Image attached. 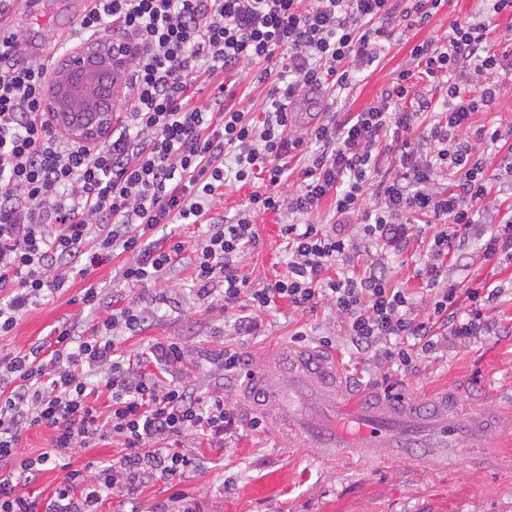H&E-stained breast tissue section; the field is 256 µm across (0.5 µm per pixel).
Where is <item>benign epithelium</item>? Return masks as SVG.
Instances as JSON below:
<instances>
[{"mask_svg": "<svg viewBox=\"0 0 512 512\" xmlns=\"http://www.w3.org/2000/svg\"><path fill=\"white\" fill-rule=\"evenodd\" d=\"M128 71V48L112 41H86L56 71L46 108L56 129L72 141L93 146L112 126L118 106L112 80Z\"/></svg>", "mask_w": 512, "mask_h": 512, "instance_id": "benign-epithelium-1", "label": "benign epithelium"}]
</instances>
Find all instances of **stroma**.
Here are the masks:
<instances>
[{
  "mask_svg": "<svg viewBox=\"0 0 512 512\" xmlns=\"http://www.w3.org/2000/svg\"><path fill=\"white\" fill-rule=\"evenodd\" d=\"M77 0H44L41 12L13 17L11 24L32 46L63 29L76 27ZM488 23V46L500 60L487 80L496 87L489 110L479 112L478 123L512 129V14H497L490 0H442L430 21L409 33L393 29L383 41L378 57L353 78L340 108L358 112L373 106L382 91L408 68L410 52L421 42L444 38L450 23L458 18ZM283 215L262 213L255 219L257 245L247 247L240 269L251 287L260 288L286 270L288 253L280 232ZM424 245L412 239L408 250L386 253L393 281L413 292L419 316L428 312L430 292L417 271ZM117 262L95 269L88 280H76L60 294L42 301L20 317L7 336H0V353L26 349L45 340L63 318L80 315L92 319L77 300L86 281L101 283L107 292L136 299L154 309L141 331L125 335L121 348L147 371L155 370L150 352L153 344L179 341L184 358L173 369L175 379L199 392L223 394L234 404L239 379H228L213 358L230 344L258 363L272 347L291 342L296 331L307 334V345L319 346L321 338L333 345L328 352L357 390L379 395L386 385L410 400H423L450 389L456 391L460 413L491 407L512 417V265L475 260L466 269L454 271L459 287L481 282L505 287L502 298L488 307L486 317L494 330L466 345L442 344L418 356L410 368H397L358 352L350 343L344 324L327 301L313 309L297 311L285 301L258 317L252 333L240 332L234 312L225 310L220 295L203 296L192 282V268L180 263L147 286H132L115 271ZM178 448L194 460L181 481L146 483L135 496L103 497L96 512H166L175 492H183L197 512H512V436L485 449L479 463L449 456L447 468H417L404 460L386 466L373 463L314 459L307 450L281 448L276 432L268 425L242 426L226 441L225 449L210 447L205 437L186 434Z\"/></svg>",
  "mask_w": 512,
  "mask_h": 512,
  "instance_id": "35a3bbf8",
  "label": "stroma"
}]
</instances>
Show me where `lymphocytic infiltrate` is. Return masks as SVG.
<instances>
[{"instance_id":"lymphocytic-infiltrate-1","label":"lymphocytic infiltrate","mask_w":512,"mask_h":512,"mask_svg":"<svg viewBox=\"0 0 512 512\" xmlns=\"http://www.w3.org/2000/svg\"><path fill=\"white\" fill-rule=\"evenodd\" d=\"M441 0H97L78 30L115 35L132 49L128 84L107 140L86 148L60 136L44 106L45 65L18 63L24 42L14 37V62L0 68V335L20 316L68 287L72 276L121 256L122 279L142 286L189 259L201 291L223 288L225 309H239L241 332L257 329L256 313L276 301L297 310L321 297L346 326L357 350L400 367L437 340L469 343L492 331L484 317L501 286L465 289L447 277L459 263L461 242L475 237L483 261H512V208L490 198L493 184H512V139L475 124L496 95L485 77L499 60L486 45V27L456 19L444 40L412 50L411 66L381 94L377 105L342 120L328 116L294 129L289 106L301 91L327 90L339 103L354 73L373 64L390 26L427 22ZM279 60L280 69L269 66ZM257 69L265 91L264 120L226 105L224 73ZM443 87L446 98L432 122L420 123L432 101L413 75ZM213 87L208 101L200 85ZM415 101L408 109L407 101ZM500 157L488 168V154ZM304 157L302 183L277 187L286 157ZM389 156V173L379 160ZM266 174L268 189L253 192L234 218L218 211L229 181ZM332 219L319 223L322 210ZM279 212L287 220L286 275L260 288L241 275L239 258L257 235L253 219ZM494 224L484 232L480 215ZM436 225L421 276L433 288L427 317L416 318L407 289L396 285L384 259L350 262L357 249L349 233L360 225L379 249L403 252L411 216ZM200 224L192 245L152 242L156 229ZM341 275L330 277L332 266ZM80 301L96 312L89 331L62 320L55 339L0 356V512H95L99 500L135 492L147 480L175 481L192 464L170 443L193 431L216 441L236 432L239 418L216 393L144 371L119 348L122 333L149 319L136 301L107 296L92 284ZM107 394L108 413L95 405ZM33 427L50 431L37 457L21 448ZM116 445V458L100 463L93 480L59 460L62 450ZM60 463L64 477L44 506L16 488L42 466Z\"/></svg>"}]
</instances>
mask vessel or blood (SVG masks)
I'll use <instances>...</instances> for the list:
<instances>
[{
  "label": "vessel or blood",
  "instance_id": "b4317fda",
  "mask_svg": "<svg viewBox=\"0 0 512 512\" xmlns=\"http://www.w3.org/2000/svg\"><path fill=\"white\" fill-rule=\"evenodd\" d=\"M41 0H11L0 14V46L9 44L10 16L37 10ZM332 357L317 347L277 346L252 369L237 399L263 417L281 443L318 460H376L422 456L455 445L463 457L482 452L485 435L503 429L494 411L461 414L446 391L419 402L397 397L352 400Z\"/></svg>",
  "mask_w": 512,
  "mask_h": 512
}]
</instances>
